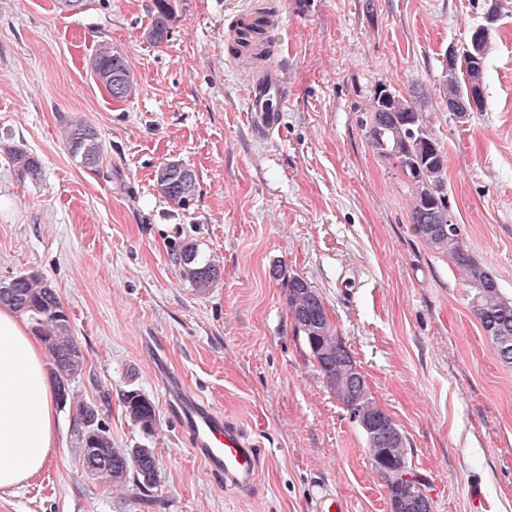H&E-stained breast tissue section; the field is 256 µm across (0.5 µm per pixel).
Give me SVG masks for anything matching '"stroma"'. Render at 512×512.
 Wrapping results in <instances>:
<instances>
[{
	"label": "stroma",
	"mask_w": 512,
	"mask_h": 512,
	"mask_svg": "<svg viewBox=\"0 0 512 512\" xmlns=\"http://www.w3.org/2000/svg\"><path fill=\"white\" fill-rule=\"evenodd\" d=\"M254 0H169V41L144 32L154 0H0V132L42 162L22 177L0 154V280L41 272L67 309L115 446L156 448L155 504L136 486L81 474L73 419L0 512H391L366 439L326 387L288 311L285 276L318 289L377 404L399 424L432 512H512V365L496 356L455 267L415 234L410 186L367 138L375 90L415 95L447 156L452 220L512 299V0H275L273 51L288 85L279 128L258 134L245 70L226 60L232 15ZM494 22H487L488 12ZM488 25L485 107L459 121L443 99L449 51ZM123 54L134 97L90 69L100 41ZM98 133L83 168L62 132ZM170 161L197 177L194 203L158 194ZM220 268L201 292L175 254ZM282 276H275V267ZM155 405L146 434L122 392ZM187 393L220 411L261 456L250 493L225 488L171 410ZM64 144L69 154L81 166L96 170L103 162L104 147L95 129L82 120L70 124L64 132Z\"/></svg>",
	"instance_id": "35a3bbf8"
}]
</instances>
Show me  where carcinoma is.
Instances as JSON below:
<instances>
[{
  "mask_svg": "<svg viewBox=\"0 0 512 512\" xmlns=\"http://www.w3.org/2000/svg\"><path fill=\"white\" fill-rule=\"evenodd\" d=\"M171 22L168 0H155L146 38L157 46L163 44L170 37ZM488 40V26L480 25L472 30L462 53L465 77H459L457 66L448 68V79L443 85L445 101L465 100L474 82H484ZM91 69L113 99L126 100L135 95L137 84L131 69L109 42L97 44ZM367 135L373 150L395 160L408 179L413 198L411 223L416 235L430 251L457 268L462 281L473 291L472 314L500 361L511 365L512 299L502 294L493 273L463 247L459 225L450 221L446 155L414 98L393 93L386 85L377 88ZM64 144L69 154L85 168L96 169L103 162L101 140L95 129L81 120L66 128ZM0 152L8 156L20 176L40 174L39 157L22 142L7 134L0 136ZM155 186L159 194L180 208L190 206L197 192L193 170L180 162L160 166L155 172ZM176 260L183 265L185 277L200 291L211 288L219 277L217 265L210 260H198L197 251L192 247L181 249ZM11 282L12 287L0 291V305L10 306L25 315L43 341L51 358L49 371L54 391L64 394L61 406L100 414L95 405L75 400L74 383L83 373L85 357L56 289L37 271L16 276ZM287 288L294 330L305 342L326 387L341 400L366 436L368 447L373 449L374 466L387 486L392 512H411L410 504L423 503L425 499L422 483L409 465L405 435L370 394L363 373L338 334L317 289L300 276L288 278ZM121 403L133 424L149 434L156 430V409L149 398L132 390L121 395ZM73 433L82 471L96 485L110 489L131 482L148 497L159 484L156 449L145 445L116 448L112 445L111 434L104 430L93 444L100 449L93 458L84 427L75 423Z\"/></svg>",
  "mask_w": 512,
  "mask_h": 512,
  "instance_id": "cac0c4a2",
  "label": "carcinoma"
}]
</instances>
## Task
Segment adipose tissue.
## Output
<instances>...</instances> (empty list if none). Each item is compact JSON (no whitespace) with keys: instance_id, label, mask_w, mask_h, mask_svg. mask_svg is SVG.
<instances>
[{"instance_id":"obj_1","label":"adipose tissue","mask_w":512,"mask_h":512,"mask_svg":"<svg viewBox=\"0 0 512 512\" xmlns=\"http://www.w3.org/2000/svg\"><path fill=\"white\" fill-rule=\"evenodd\" d=\"M47 356L27 320L0 306V489L34 478L60 445Z\"/></svg>"}]
</instances>
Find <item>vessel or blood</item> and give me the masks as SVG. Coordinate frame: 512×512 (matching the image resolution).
Returning <instances> with one entry per match:
<instances>
[{"mask_svg": "<svg viewBox=\"0 0 512 512\" xmlns=\"http://www.w3.org/2000/svg\"><path fill=\"white\" fill-rule=\"evenodd\" d=\"M247 109L259 117L262 130L277 128L288 109V86L277 70L257 74L250 83ZM176 412L190 429L197 452L207 468L223 475L224 483L239 491H250L259 467V454L234 425L196 400H178Z\"/></svg>", "mask_w": 512, "mask_h": 512, "instance_id": "b4317fda", "label": "vessel or blood"}]
</instances>
